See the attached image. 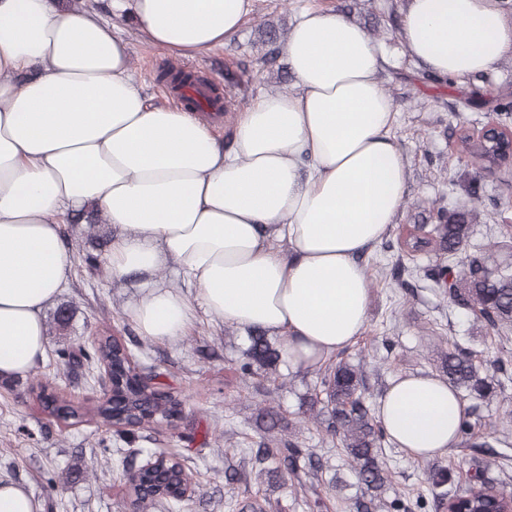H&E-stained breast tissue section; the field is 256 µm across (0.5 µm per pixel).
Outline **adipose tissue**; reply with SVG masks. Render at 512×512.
Masks as SVG:
<instances>
[{
    "label": "adipose tissue",
    "mask_w": 512,
    "mask_h": 512,
    "mask_svg": "<svg viewBox=\"0 0 512 512\" xmlns=\"http://www.w3.org/2000/svg\"><path fill=\"white\" fill-rule=\"evenodd\" d=\"M256 0H110L154 45L192 57L224 45ZM399 37L435 77L485 74L512 55L500 0H407ZM293 92L266 93L228 142L154 104L112 22L58 0H0V378L46 349L43 311L72 255L60 218L95 208L117 235L111 280L176 265L186 296L153 281L130 311L142 336L183 338L196 310L279 334L289 366L352 345L371 283L357 262L404 202L406 166L384 57L361 26L303 12L282 47ZM464 404L446 381L396 377L377 415L395 444L433 458L457 441Z\"/></svg>",
    "instance_id": "adipose-tissue-1"
}]
</instances>
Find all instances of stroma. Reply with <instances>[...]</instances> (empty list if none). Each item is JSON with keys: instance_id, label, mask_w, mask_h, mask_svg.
<instances>
[{"instance_id": "stroma-1", "label": "stroma", "mask_w": 512, "mask_h": 512, "mask_svg": "<svg viewBox=\"0 0 512 512\" xmlns=\"http://www.w3.org/2000/svg\"><path fill=\"white\" fill-rule=\"evenodd\" d=\"M404 6L405 0H256L254 13L232 40L195 58L175 59L153 46L131 13L113 17L112 23L131 45L135 80L155 102H171L159 77L168 63L180 69L204 68L218 84L229 86L230 112L218 131L224 138L244 104L268 92L292 90L282 43L301 11H338L365 28L388 60L380 78L395 105L391 133L404 156L407 177L406 197L388 239L431 226L438 205L472 203L479 216L469 250H488L501 226H512V178L479 171L458 157L454 143L462 131L480 129L494 116L495 100L512 92V58L501 60L492 73L451 86L429 77L399 40ZM473 90L483 103L465 107L462 96ZM472 184L480 195L475 203L467 195ZM63 235L70 252L103 259L115 232L106 224L93 228L69 223ZM396 260L379 244L359 256L371 280L369 321L363 335L339 352L340 358L363 367L371 402H378L396 376L437 374L441 352L456 342L481 359L500 358L512 367V335L487 333L471 315L450 308L429 276L434 257L421 258L411 267L402 294L390 278ZM148 284L145 277L115 283L106 267L91 269L74 261L65 287L44 311L48 335L43 357L27 374L0 381V481L32 491L41 512H127L130 490L119 472L128 462L140 464L149 456L170 452L186 456L195 478L194 491L181 512H245L255 500L266 502L267 512H347V504L361 497L363 488L324 425L303 413L302 403L319 379L317 369H295L284 362L276 381L245 385L239 366L249 344L247 331L202 312L178 342L145 338L132 321L130 308ZM62 307L69 309L70 320L61 329L56 316ZM101 334L127 344L141 365L167 373L183 405V418L176 426H154L119 437L92 421L68 424L42 412L31 388L46 381L74 401H101L98 385L67 380V367L57 355L66 345L90 347ZM268 406L295 423V434L305 447L323 454L325 466L318 477L276 483L257 477L252 457L264 431L256 415ZM478 407L482 418L476 430L486 447L457 444L444 455L426 459L392 443L386 446L389 480L374 512H393L391 503L397 499L412 505V512H439L434 501H426L421 509L414 502L428 489L432 470L440 466L451 469L454 487H464L471 468L479 465L493 486L512 490V460H502L506 454L512 457V383L479 401ZM211 424L217 430L209 436L205 430ZM230 466L242 471L240 482L226 483L224 471Z\"/></svg>"}]
</instances>
